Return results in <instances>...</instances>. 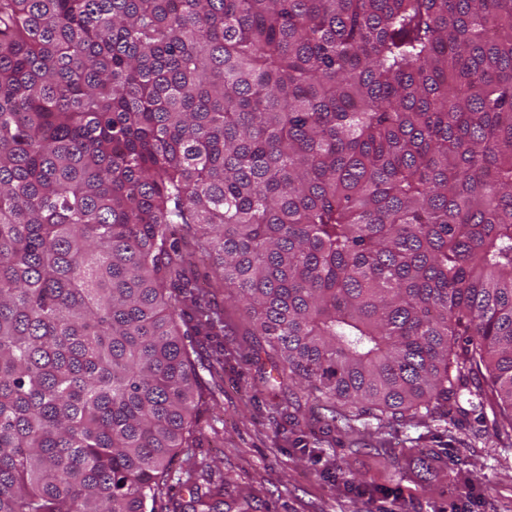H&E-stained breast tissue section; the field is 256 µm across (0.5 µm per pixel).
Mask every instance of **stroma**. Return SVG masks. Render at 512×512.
Returning a JSON list of instances; mask_svg holds the SVG:
<instances>
[{
	"mask_svg": "<svg viewBox=\"0 0 512 512\" xmlns=\"http://www.w3.org/2000/svg\"><path fill=\"white\" fill-rule=\"evenodd\" d=\"M212 295L224 333L197 347L203 437L172 462L164 512H182L190 470L223 473L224 512H512V444L492 414L466 403L386 425L332 417L297 384L276 383L278 357L246 336L230 289Z\"/></svg>",
	"mask_w": 512,
	"mask_h": 512,
	"instance_id": "35a3bbf8",
	"label": "stroma"
}]
</instances>
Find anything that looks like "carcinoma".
I'll list each match as a JSON object with an SVG mask.
<instances>
[{
  "mask_svg": "<svg viewBox=\"0 0 512 512\" xmlns=\"http://www.w3.org/2000/svg\"><path fill=\"white\" fill-rule=\"evenodd\" d=\"M212 278L308 394L512 439V0H0V512H159Z\"/></svg>",
  "mask_w": 512,
  "mask_h": 512,
  "instance_id": "cac0c4a2",
  "label": "carcinoma"
}]
</instances>
